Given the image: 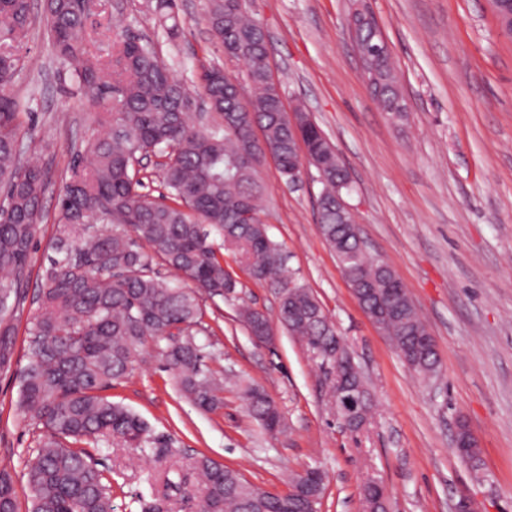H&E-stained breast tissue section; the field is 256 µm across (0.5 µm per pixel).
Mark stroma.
I'll return each instance as SVG.
<instances>
[{
	"label": "stroma",
	"instance_id": "1",
	"mask_svg": "<svg viewBox=\"0 0 512 512\" xmlns=\"http://www.w3.org/2000/svg\"><path fill=\"white\" fill-rule=\"evenodd\" d=\"M271 48L286 106L303 104L335 145L349 174L345 196L370 252L403 280L436 344L437 375L423 380L364 313L317 223L320 185L307 169L287 184L272 159L258 167L263 216L288 254L293 282L311 289L343 338L372 397L367 423L342 427L325 395L324 368L284 329L276 343H256L239 321L248 304L278 320V288L248 276L233 254L224 265L234 297L202 298L206 362L224 377V404L208 412L184 399L154 344L108 399L142 417L173 451L100 447L93 455L112 485L113 512H141V501L166 499L169 512H201L202 497H167L165 478L191 470L201 454L238 470L273 493L308 469L326 476L319 512H364V484H379L393 512H455L468 496L479 512H512V40L488 0H366L386 39L405 90L403 120L381 111L366 87L347 17L350 0H244ZM35 24L16 45L13 94L23 105L19 141L48 171L26 298L13 321V359L0 370V466L11 468L17 512H30L23 474L41 424L19 407V371L38 306L41 274L53 257L57 196L76 155L100 133L68 63L53 51L41 0ZM205 0H179L169 33L151 0H95L82 46L103 62L125 30L152 43L172 72L195 85L201 67L244 80L204 20ZM263 388L285 428L266 433L240 386ZM464 420L483 466L471 470L452 448Z\"/></svg>",
	"mask_w": 512,
	"mask_h": 512
}]
</instances>
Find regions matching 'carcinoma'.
<instances>
[{
    "mask_svg": "<svg viewBox=\"0 0 512 512\" xmlns=\"http://www.w3.org/2000/svg\"><path fill=\"white\" fill-rule=\"evenodd\" d=\"M86 10L72 0H45L44 19L55 54L75 66L86 95L111 107L99 113L103 132L87 158L76 157L72 175L57 199L59 222L55 257L41 277L40 305L28 327V363L20 374L19 406L43 424L35 457L27 465L32 512H112V491L98 463L83 449L104 442L116 446L150 444L158 456L172 449L152 436L147 423L112 403L101 392L132 369L149 341L182 394L205 411L223 403L224 380L204 361L200 298L235 293L237 281L224 267V252L239 257L249 276L279 285L278 320L321 360L336 343V328L310 289L291 283L288 255L261 219L264 188L257 167L242 151L254 129L278 159L288 181L299 175L295 137L308 148L309 166L322 185L319 224L336 253L350 288L408 368L428 378L439 368L435 341L399 276L379 269L364 241L351 231L353 217L336 211V194L348 191V172L336 149L313 122L294 127L278 112L267 76L265 33L241 0H207L206 21L224 51L245 62L252 87L248 106L224 84L223 72L204 68L199 87L208 110L222 127L196 124L187 106L190 88L146 42L122 35L112 66L87 55L79 36ZM30 0H0V189L10 210L0 222V368L12 357V320L22 300L23 278L44 217L47 171L22 160L20 103L11 92L17 59L8 50L27 36ZM167 158L162 183L171 202L140 192L134 163L151 154ZM255 214L238 222L243 207ZM113 225L92 232L88 219ZM147 244L150 251L142 250ZM158 263L193 284L182 288L152 271ZM239 317L256 335L268 323L243 304ZM262 428H281V412L258 386L242 390ZM193 472L204 494L202 512H307L296 494L273 495L206 455ZM166 489L184 496L192 489L181 473ZM0 512H17L9 468H0Z\"/></svg>",
    "mask_w": 512,
    "mask_h": 512,
    "instance_id": "cac0c4a2",
    "label": "carcinoma"
}]
</instances>
